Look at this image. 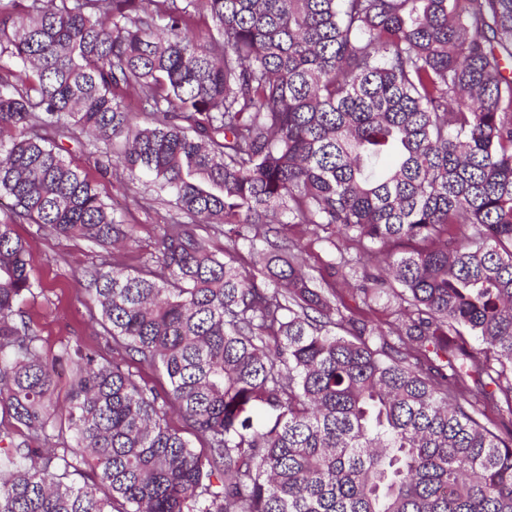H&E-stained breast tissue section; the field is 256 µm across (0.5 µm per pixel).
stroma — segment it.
<instances>
[{"label":"stroma","mask_w":512,"mask_h":512,"mask_svg":"<svg viewBox=\"0 0 512 512\" xmlns=\"http://www.w3.org/2000/svg\"><path fill=\"white\" fill-rule=\"evenodd\" d=\"M64 155L98 185L120 220L134 225L137 242L116 253L83 240L44 234L31 223L18 225V233L28 244L32 274L47 286L43 294L25 302L23 310L39 331L44 353L54 354L70 344L94 349L108 361L115 354L112 340L92 320L90 305L74 275L101 263L138 268L140 256L153 252L161 235L160 217L166 207L147 179L133 181L119 170L101 175L81 144L66 143Z\"/></svg>","instance_id":"1"}]
</instances>
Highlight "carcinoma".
Segmentation results:
<instances>
[{"label":"carcinoma","mask_w":512,"mask_h":512,"mask_svg":"<svg viewBox=\"0 0 512 512\" xmlns=\"http://www.w3.org/2000/svg\"><path fill=\"white\" fill-rule=\"evenodd\" d=\"M511 61L512 0H0V512H512ZM77 132L175 202L141 268L82 275L125 369L21 309L18 220L136 242ZM281 220L284 222V226H282L284 228L283 233L289 238H301V241L305 244L306 251L304 256L311 268L317 270L322 266L325 260L330 259L332 253L331 249L327 247V244L316 243L309 245V236L303 234L301 227L286 224L288 222V214L282 215Z\"/></svg>","instance_id":"carcinoma-1"}]
</instances>
